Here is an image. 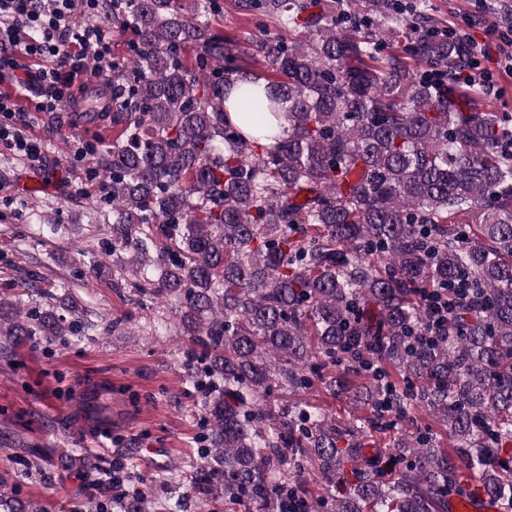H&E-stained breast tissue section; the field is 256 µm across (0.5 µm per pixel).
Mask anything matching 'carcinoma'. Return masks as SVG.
Masks as SVG:
<instances>
[{
  "instance_id": "obj_1",
  "label": "carcinoma",
  "mask_w": 512,
  "mask_h": 512,
  "mask_svg": "<svg viewBox=\"0 0 512 512\" xmlns=\"http://www.w3.org/2000/svg\"><path fill=\"white\" fill-rule=\"evenodd\" d=\"M184 2L112 0V25L133 34L131 61L112 65L121 133L85 150L104 158L102 220L135 295L174 301L186 361L208 360L193 492L279 512L313 474L333 512H440L464 464L512 500V114L471 107L467 41L439 32L430 0H234L291 33L257 45L274 75L262 88L200 19L219 0ZM433 292L448 337L424 344ZM78 332L0 303L6 348ZM328 367L362 379L326 386L365 414L338 425L307 403L263 406ZM419 408L453 448L418 429L388 458L364 452ZM0 512L44 510L0 493Z\"/></svg>"
}]
</instances>
